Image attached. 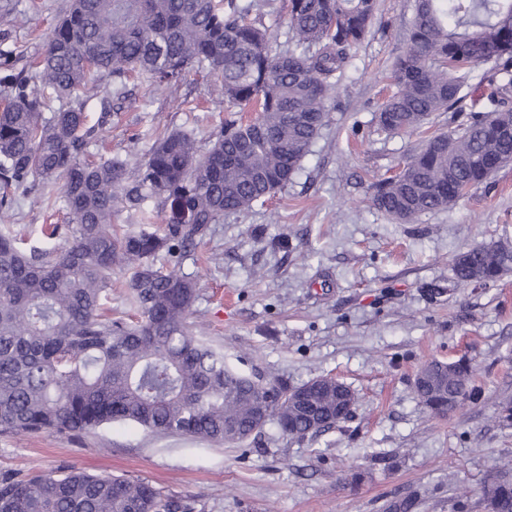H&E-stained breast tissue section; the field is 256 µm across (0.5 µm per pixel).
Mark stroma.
Here are the masks:
<instances>
[{
	"mask_svg": "<svg viewBox=\"0 0 512 512\" xmlns=\"http://www.w3.org/2000/svg\"><path fill=\"white\" fill-rule=\"evenodd\" d=\"M70 0H0L13 22L0 24V51L17 69L41 56L49 30ZM414 0H379L365 40L350 52L346 76L328 101L329 121L293 180L274 197L223 223L186 254H159L197 283L194 331L222 348L235 370L266 382L302 385L321 375L358 397L351 416L302 439L276 421L231 444L156 434L128 421L83 432L0 434V479L80 470L148 482L180 512H386L390 501L421 498L417 512H486L480 487L512 472V273L457 287L453 258L468 247H512V164L452 208L401 224L373 206L370 185L395 175L424 141L447 131L433 114L414 134L388 135L375 115L394 86L391 63L407 46ZM100 96L112 110L86 156L126 163V178L164 131L194 129L200 151L225 117L210 77L190 72L179 87L144 103L137 81ZM61 180L17 194L6 221L37 236L44 224L67 227ZM467 359L479 399L444 417L414 392L433 359Z\"/></svg>",
	"mask_w": 512,
	"mask_h": 512,
	"instance_id": "obj_1",
	"label": "stroma"
}]
</instances>
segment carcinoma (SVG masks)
Instances as JSON below:
<instances>
[{
	"instance_id": "obj_1",
	"label": "carcinoma",
	"mask_w": 512,
	"mask_h": 512,
	"mask_svg": "<svg viewBox=\"0 0 512 512\" xmlns=\"http://www.w3.org/2000/svg\"><path fill=\"white\" fill-rule=\"evenodd\" d=\"M244 0H73L34 73L0 68V209L18 188L61 179L70 224L64 243L24 247L0 227V432L81 431L115 420L162 434L241 442L273 418L303 438L335 427V378L295 388L256 381L197 336L188 315L196 283L156 266L185 252L226 213L284 188L327 123V101L369 32L377 0H290L287 44ZM409 46L392 63L396 92L378 109L389 134L450 113L453 130L427 139L396 175L371 184V202L400 223L456 205L512 162V0H416ZM482 94L467 99L477 68ZM196 70L215 78L224 121L205 155L192 130H172L145 153L132 184L118 158L89 161L87 104L96 82L140 80L150 99ZM75 105L46 111L45 92ZM154 202L155 209L149 208ZM139 230L118 232L120 207ZM162 226L153 223V213ZM129 271L131 319L106 307L115 269ZM512 272V248L479 244L458 253V284ZM470 362L423 365L415 393L445 416L479 398ZM493 512H512V474L480 489ZM150 484L82 471L0 480V512H178Z\"/></svg>"
}]
</instances>
